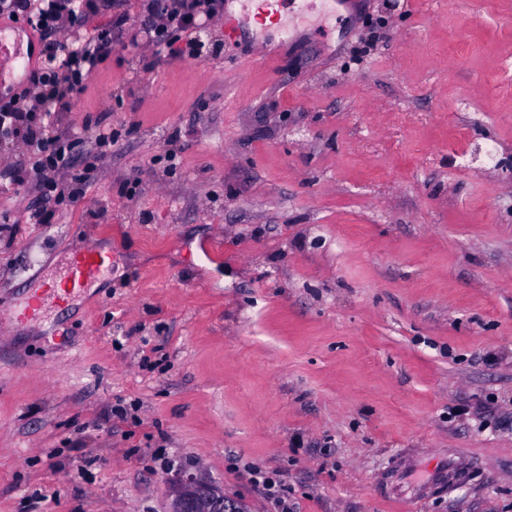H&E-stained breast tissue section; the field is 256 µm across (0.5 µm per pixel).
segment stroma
I'll return each mask as SVG.
<instances>
[{
    "instance_id": "stroma-1",
    "label": "stroma",
    "mask_w": 512,
    "mask_h": 512,
    "mask_svg": "<svg viewBox=\"0 0 512 512\" xmlns=\"http://www.w3.org/2000/svg\"><path fill=\"white\" fill-rule=\"evenodd\" d=\"M256 5L146 72L160 18L105 0L112 63L50 116L79 204L0 144V512H168L184 471L276 512L250 466L293 512H400L395 461L450 449L409 512H512V0ZM88 246L105 278L21 319ZM469 463L462 457H453L443 460L428 471L425 480H418L407 487L402 485L399 477L413 473L421 468V461L418 457H407L397 466L396 475L386 479V488L402 500L404 509L413 501L425 499L431 492L440 487L455 483L462 476L466 475Z\"/></svg>"
}]
</instances>
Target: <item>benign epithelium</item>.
Wrapping results in <instances>:
<instances>
[{
    "mask_svg": "<svg viewBox=\"0 0 512 512\" xmlns=\"http://www.w3.org/2000/svg\"><path fill=\"white\" fill-rule=\"evenodd\" d=\"M170 512H246L224 496V489L198 473L184 472L173 481Z\"/></svg>",
    "mask_w": 512,
    "mask_h": 512,
    "instance_id": "7a95c632",
    "label": "benign epithelium"
}]
</instances>
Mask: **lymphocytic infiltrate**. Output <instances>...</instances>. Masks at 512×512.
Here are the masks:
<instances>
[{"mask_svg": "<svg viewBox=\"0 0 512 512\" xmlns=\"http://www.w3.org/2000/svg\"><path fill=\"white\" fill-rule=\"evenodd\" d=\"M164 0H148V15L164 12L167 32L156 37V63L172 58H197L203 53L191 30L200 16H213L218 0H179L163 10ZM97 11L96 0H0V15L11 21H24L38 31L41 39V64L32 71L24 87L0 98V141H20L26 159L14 168L11 183L24 188L40 185L55 191L51 174L69 163L67 136L44 130L47 114L60 111L65 102L83 94L92 76L112 59V33L122 29L124 17L98 26L82 43L57 40L62 22L84 23Z\"/></svg>", "mask_w": 512, "mask_h": 512, "instance_id": "lymphocytic-infiltrate-1", "label": "lymphocytic infiltrate"}]
</instances>
